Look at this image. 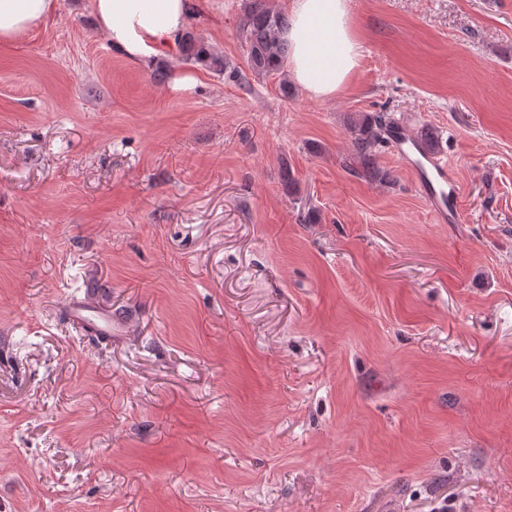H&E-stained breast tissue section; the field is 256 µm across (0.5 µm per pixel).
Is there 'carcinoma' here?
Instances as JSON below:
<instances>
[{
  "label": "carcinoma",
  "mask_w": 512,
  "mask_h": 512,
  "mask_svg": "<svg viewBox=\"0 0 512 512\" xmlns=\"http://www.w3.org/2000/svg\"><path fill=\"white\" fill-rule=\"evenodd\" d=\"M288 27V17L272 0H244L240 20V34L246 49L248 68L256 75L266 77L285 74L288 47L279 39V32ZM183 61L204 66L224 78L239 81L241 74L224 61V56L213 51L204 38L192 31L184 34L181 43ZM391 121L382 113L362 114L350 125L354 147V161L363 174L374 182L388 183L391 175L378 165L377 145L385 142Z\"/></svg>",
  "instance_id": "carcinoma-1"
}]
</instances>
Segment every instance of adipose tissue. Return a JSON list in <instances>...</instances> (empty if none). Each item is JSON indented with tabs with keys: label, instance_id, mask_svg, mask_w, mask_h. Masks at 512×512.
<instances>
[{
	"label": "adipose tissue",
	"instance_id": "adipose-tissue-1",
	"mask_svg": "<svg viewBox=\"0 0 512 512\" xmlns=\"http://www.w3.org/2000/svg\"><path fill=\"white\" fill-rule=\"evenodd\" d=\"M58 7V0H0V41L18 40ZM89 7L113 50L145 64L181 44L198 0H89ZM280 38L289 46L290 78L313 97L335 96L358 66L348 0H293Z\"/></svg>",
	"mask_w": 512,
	"mask_h": 512
}]
</instances>
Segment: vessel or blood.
Here are the masks:
<instances>
[{
    "instance_id": "b4317fda",
    "label": "vessel or blood",
    "mask_w": 512,
    "mask_h": 512,
    "mask_svg": "<svg viewBox=\"0 0 512 512\" xmlns=\"http://www.w3.org/2000/svg\"><path fill=\"white\" fill-rule=\"evenodd\" d=\"M389 139L408 163L412 182L426 200L436 222L460 223L461 217L457 210L460 182L447 160L429 151L407 124H394ZM68 310L72 319L77 324L89 328L92 334L111 335V316L88 313L84 304L75 300L69 301Z\"/></svg>"
}]
</instances>
